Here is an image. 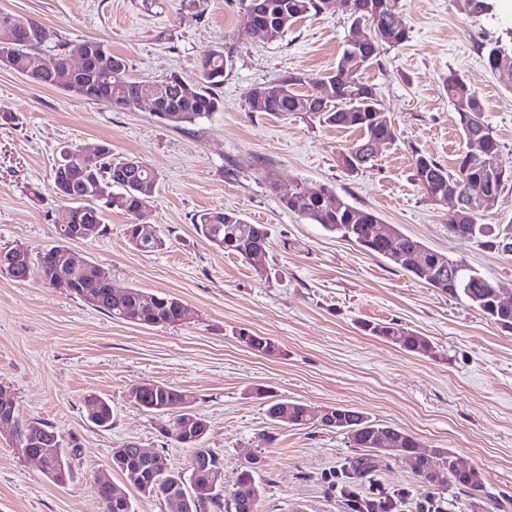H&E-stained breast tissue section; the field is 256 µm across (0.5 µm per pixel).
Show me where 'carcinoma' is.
<instances>
[{
    "label": "carcinoma",
    "mask_w": 512,
    "mask_h": 512,
    "mask_svg": "<svg viewBox=\"0 0 512 512\" xmlns=\"http://www.w3.org/2000/svg\"><path fill=\"white\" fill-rule=\"evenodd\" d=\"M332 2L334 0H249L247 9L253 14L257 26L256 36L274 39L300 20L330 12ZM349 2L351 24H356L360 19H369L375 26L376 36L372 42L359 44L351 38L346 41L330 72L312 78L290 75L275 85L255 86L248 92L247 104L252 112H264L277 117L303 112L318 119L323 125L358 132V138L353 141V145L364 151L363 164L359 165V170L362 171L375 161V157L366 151V146L373 142L391 144L395 141L396 131L391 117L378 99L374 85L362 81L361 72L376 61L383 47H399L408 40L409 35L399 18V0ZM455 3L460 11L471 17H479L490 9L488 0H455ZM50 36V30L43 24L19 18V24L13 33L12 70L24 74L27 59L36 55V51L40 50ZM79 49L87 56L86 66L73 77V81L82 88L81 98L102 105L110 99V108L125 110L130 101L147 89L149 79L130 77L126 57L113 53L108 45L96 39L64 43L58 53L48 58L51 67L45 69L35 83L44 87L57 86V69L54 65L65 62L70 54ZM480 49L486 68L495 76L498 75L501 53H512V45L501 40L485 42L480 45ZM225 65L224 52L215 49L199 59L196 77L188 79L176 73L167 76L172 92L165 98V110L167 114L175 116V119L168 120L170 126L180 129L224 108V100L218 89L224 84ZM109 66L112 67V89L110 94L105 95L101 93V83L105 69ZM321 81L333 86L331 96L325 99L319 93ZM304 86L308 90H302ZM443 86L457 113V124L463 140L477 135L483 140L484 148L477 155L461 154L453 171L431 158L418 155L414 159V180L427 199L442 206L461 207L485 195L501 194L512 187V166L502 160L501 146L487 122L482 97L464 76L452 70L444 78ZM68 157L69 152L65 148L61 151V160L55 165L53 184L65 182L72 187V201L69 206L72 210L71 223H83L78 218L81 209H93L97 214L91 236L94 240L105 232L102 211L115 209L130 219L126 224V237L133 248L142 252H154L165 246L162 238L157 242L147 243L136 232L135 218L148 203L152 196L151 190L156 186L157 173L153 167L140 160L135 167L129 165L130 158L112 156V148L105 142L103 153L92 165L94 180L88 181L81 177V173L77 167L71 165ZM106 182L110 184L111 198L100 199L97 196V184ZM271 190L278 193L282 205L299 218L321 225L326 231L336 234V237L356 244L373 256L389 260L411 276L426 281L436 290L466 303L502 330L512 332V306L499 305L495 284L476 270L462 264L454 272L448 270V256L430 249L423 242L399 230L391 241H373L367 228L370 224L381 223L377 213L372 209L350 204L330 188L320 186L315 190L296 183L284 193L274 183ZM483 215L484 212L480 211L473 220L451 222L448 225V234L475 241L491 250L511 251V243L505 239L498 240L493 236L491 228L479 223ZM196 227L213 248L234 254L249 265L253 264V253L261 249L262 242L269 239L265 225L251 224L241 214L230 211L204 212L199 215ZM54 253L53 246L38 253V262L44 276L51 280L56 277ZM92 283L91 276L84 274L68 280L61 286V290L82 300ZM96 292L99 301L95 310L114 320L128 321L142 327L180 324L179 299L169 294H153L152 305L138 309L136 317L127 319L116 310V303L111 301L105 286H98ZM362 328L386 341L392 336H402V349L410 353L417 352L420 335L395 322H365ZM245 344L266 356L277 357L281 353L276 342L261 336H254L245 341ZM129 398L148 413L159 412L161 406L168 407V411L175 413V416L169 420L165 434L185 448L193 450L200 447V442L194 440L195 432L185 428V420L198 417V413L181 412L182 391L164 383L142 382L130 388ZM282 403L290 410L288 425L303 428L312 424L310 405L281 399L267 405L266 413L270 420H278L276 406ZM335 412L336 424L332 429L343 434L355 448L364 447L366 427L382 428V425L372 421L362 411L337 406ZM87 417L96 426L109 428L112 426V406L105 400L91 398ZM36 433L41 434L44 440L54 443L56 448V453L47 461V478L57 484L66 483L72 476V468L53 426L38 421L16 425V434L20 437L28 439ZM111 467L121 473L140 493L144 486L163 479L132 448L122 457H111ZM371 469L372 457L364 454L350 460L344 474L346 478L356 482L366 477ZM416 475L427 488L453 485L473 499H482L485 488L483 473L477 469L468 474L456 472L453 455L449 451L420 459ZM167 476L168 484L175 489V493L189 496L196 494L191 479L182 476V472L171 470ZM237 481L251 485L255 492L254 500L244 505L241 512H259L260 473L244 467L240 470ZM95 489L104 504L105 512H136L130 500L122 504L112 502L110 485L106 481L95 480ZM208 504L213 512H224V500L217 493L197 498L194 503L195 512H204Z\"/></svg>",
    "instance_id": "carcinoma-1"
}]
</instances>
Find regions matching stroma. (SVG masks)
Segmentation results:
<instances>
[{
    "label": "stroma",
    "instance_id": "1",
    "mask_svg": "<svg viewBox=\"0 0 512 512\" xmlns=\"http://www.w3.org/2000/svg\"><path fill=\"white\" fill-rule=\"evenodd\" d=\"M491 3L487 14L470 19L453 0H401L408 41L384 48L363 74L397 138L381 147L374 167L351 175L336 155L354 131L302 113L252 112L246 101L252 87L327 72L352 34L343 6L263 41L249 27L245 0H0V12L51 30L42 58L62 43L93 38L125 56L134 78H195L200 57L212 49L227 61L223 110L182 129L148 109L118 111L0 66V112L15 116L13 125H0V247L36 253L55 245L54 226L67 208L52 187L61 149L107 142L113 153L156 170L141 221L166 246L134 249L126 216L109 210L105 235L73 243V250L106 269L116 287L164 292L192 311L181 324L143 328L47 287L38 265L23 282L0 275V385L12 390L20 423L54 427L73 470L70 482L55 484L16 447L11 428H0V512H104L96 473L113 449L130 444L187 470L191 451L167 437L165 417L128 398L132 385L152 381L192 396L209 424L203 443L224 463L225 489L250 455H262L260 512H350L334 479L356 451L339 432L270 421L250 395L255 387L314 407L365 412L412 434L424 453L448 449L484 473L499 512H512V333L288 213L270 188L274 181L331 188L476 269L512 302V253L449 237L452 212L427 200L413 180L415 155L451 169L466 149L442 85L452 69L480 92L502 158L512 163V91L477 50L484 40H512V0ZM212 210H235L267 226L264 273L197 233L198 215ZM364 320L396 321L426 336L430 350L412 354L367 335ZM244 331L275 341L281 355L250 349L239 338ZM91 397L109 401L111 427L88 421ZM359 492L389 501V512H420L427 500L438 512H468L458 489L422 487L406 461L383 452L374 454Z\"/></svg>",
    "mask_w": 512,
    "mask_h": 512
}]
</instances>
